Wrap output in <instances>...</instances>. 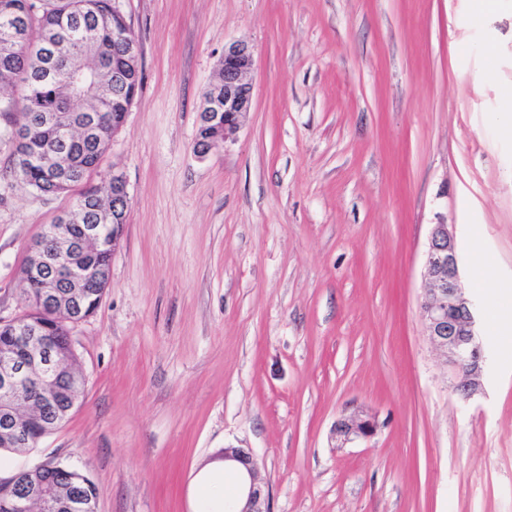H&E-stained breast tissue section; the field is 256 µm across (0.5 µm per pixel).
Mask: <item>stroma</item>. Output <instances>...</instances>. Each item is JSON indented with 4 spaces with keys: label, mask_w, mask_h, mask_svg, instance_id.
Here are the masks:
<instances>
[{
    "label": "stroma",
    "mask_w": 512,
    "mask_h": 512,
    "mask_svg": "<svg viewBox=\"0 0 512 512\" xmlns=\"http://www.w3.org/2000/svg\"><path fill=\"white\" fill-rule=\"evenodd\" d=\"M142 84L95 183L130 208L97 310L71 330L79 405L0 479L87 469L97 512H200L199 472L251 449L272 512H512V11L473 0H119ZM250 112L193 152L225 43ZM0 119V322L71 202L25 186ZM479 303L465 402L420 319L432 225ZM485 279L487 289L474 288ZM499 307L502 320L488 311ZM365 411L367 442L338 447ZM378 423L375 416L353 414L336 420L333 435L343 444L369 441L377 432Z\"/></svg>",
    "instance_id": "35a3bbf8"
}]
</instances>
